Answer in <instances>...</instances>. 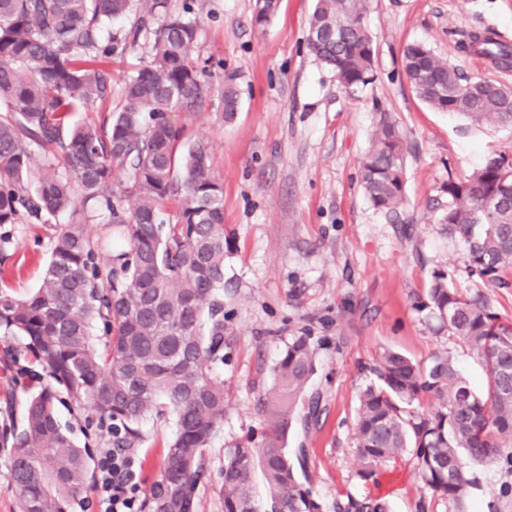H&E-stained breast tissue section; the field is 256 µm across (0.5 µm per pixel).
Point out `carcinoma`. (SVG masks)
<instances>
[{
    "label": "carcinoma",
    "instance_id": "1",
    "mask_svg": "<svg viewBox=\"0 0 512 512\" xmlns=\"http://www.w3.org/2000/svg\"><path fill=\"white\" fill-rule=\"evenodd\" d=\"M368 0H316L307 46L347 89L372 80L374 48L364 22ZM279 0H255L265 25ZM135 15L105 39L104 25ZM198 24L191 8L172 16L166 0H0V258L15 246L18 224H48L49 261L39 287L20 299L0 290V336L25 340L26 374L40 380L20 421L6 398L0 449L8 459L20 512H70L86 487L92 455L57 420L62 396L86 406L114 448H133L139 425L170 414L167 442L149 512H195L202 456L224 422V187L208 143L192 140L174 114L191 116L209 96L206 67L193 57ZM148 42V60L124 83L110 118L70 123L79 106L112 100L102 63ZM469 48L512 66V46L477 33ZM416 94L432 108L471 122L512 128V90L469 77L422 43L404 50ZM224 120L241 105L239 76L224 74ZM407 144L397 123L380 117L362 165L373 206L398 218L405 202ZM512 153L500 152L463 179L448 177L442 223L467 245L468 276L512 285ZM120 178V188L104 187ZM181 198L166 214L165 204ZM83 207V219L57 224ZM112 225L125 247L103 262L94 225ZM424 325L448 330L483 362L484 391L460 373L446 349L415 361L389 348L358 396L356 454L375 475L409 453L415 473L448 512H469L479 489L471 465L512 468V325L490 296L463 293L435 270L415 303ZM321 341L293 336L258 398L265 415L261 443L224 451V512H320L301 480L306 449L286 448L295 416L315 423L321 392L307 394ZM262 476L266 496L255 494ZM336 512H390L384 497L352 496Z\"/></svg>",
    "mask_w": 512,
    "mask_h": 512
}]
</instances>
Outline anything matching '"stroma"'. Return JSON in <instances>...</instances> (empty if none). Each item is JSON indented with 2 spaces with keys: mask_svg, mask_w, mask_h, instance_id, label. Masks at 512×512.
Here are the masks:
<instances>
[{
  "mask_svg": "<svg viewBox=\"0 0 512 512\" xmlns=\"http://www.w3.org/2000/svg\"><path fill=\"white\" fill-rule=\"evenodd\" d=\"M193 2L199 23L194 56L207 65L212 94L187 132L207 142L224 186V309L230 314L219 371L229 396L223 424L205 451L206 476L196 512H224L218 493L224 451L256 432L259 395L289 337L310 331L323 339L312 389L323 392L318 425L293 424L289 449L306 448L305 477L321 512H335L346 495L386 497L391 512H448L417 480L411 456L365 479L355 453L358 395L366 367L385 348L423 361L451 351L461 374L484 390L486 369L456 337L432 335L413 308L433 270L453 286L487 290L500 319L512 323V287L485 288L468 278L465 249L441 218L449 177L462 178L497 151H512V130L472 123L426 105L403 68L408 44L421 42L468 76L512 87V69L468 51L472 33L488 29L512 43V0H369L365 22L375 48L374 79L342 87L308 52L315 0H280L270 23L256 26L254 0H168L182 13ZM236 71L241 109L225 121L218 93ZM399 124L408 145L406 202L391 221L368 199L362 159L381 113ZM44 224L17 228L13 254L0 265V288L23 297L37 287L49 259ZM58 419L74 441L100 458L106 433L69 399ZM135 453L142 461L140 499L159 476L173 418L141 425ZM480 488L470 512H512V470L478 465Z\"/></svg>",
  "mask_w": 512,
  "mask_h": 512,
  "instance_id": "obj_1",
  "label": "stroma"
}]
</instances>
